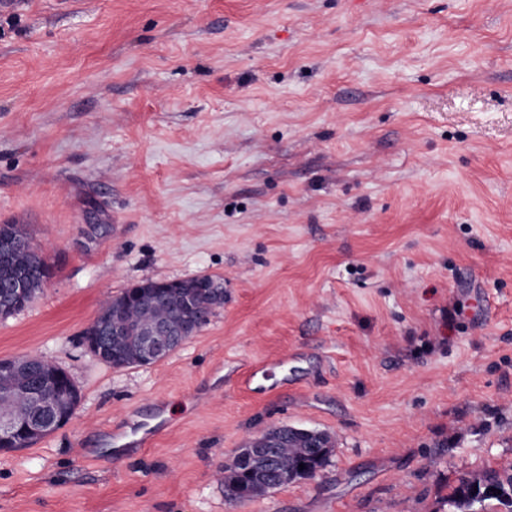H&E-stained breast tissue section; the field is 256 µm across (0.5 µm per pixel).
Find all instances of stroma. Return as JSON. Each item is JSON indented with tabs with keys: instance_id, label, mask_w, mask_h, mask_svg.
<instances>
[{
	"instance_id": "obj_1",
	"label": "stroma",
	"mask_w": 512,
	"mask_h": 512,
	"mask_svg": "<svg viewBox=\"0 0 512 512\" xmlns=\"http://www.w3.org/2000/svg\"><path fill=\"white\" fill-rule=\"evenodd\" d=\"M54 275L0 318L81 401L0 453V512H448L512 466V0H22L0 9V224ZM224 281L160 362L82 333L143 280ZM290 354L293 386L242 377ZM172 422L120 462L128 411ZM294 425L328 464L231 504Z\"/></svg>"
}]
</instances>
